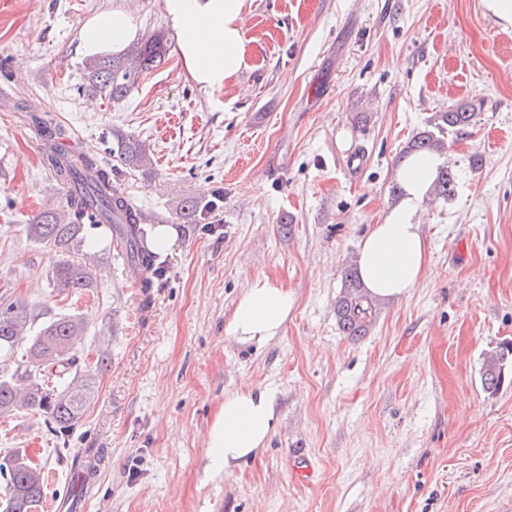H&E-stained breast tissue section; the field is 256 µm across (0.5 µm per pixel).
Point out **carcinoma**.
I'll return each mask as SVG.
<instances>
[{"instance_id":"1","label":"carcinoma","mask_w":512,"mask_h":512,"mask_svg":"<svg viewBox=\"0 0 512 512\" xmlns=\"http://www.w3.org/2000/svg\"><path fill=\"white\" fill-rule=\"evenodd\" d=\"M167 53L164 36L156 33L134 44L122 55L103 57L87 65L89 89L112 100L124 98L141 75L157 67ZM477 107L472 102L437 112L427 128L410 141L405 150L443 152L451 132L476 125ZM43 140L44 157L56 179L69 189L71 213L62 223L53 212L42 214L29 232L40 242L67 253V259L53 269L54 285L73 292L93 286L92 266L83 252L89 229L106 225L115 233V241L126 251L130 262L151 270L157 253L149 243L147 231L140 224L142 212L125 195L121 184L112 178L107 161L91 153L69 156L57 151L55 135L59 129L36 121ZM111 152L124 165L141 168L150 163L146 145L133 135H113ZM457 175L442 164L437 171L434 189L448 199L455 195ZM376 318V303L359 280L356 268L347 267L342 274V289L336 301V321L347 336L359 338L369 333ZM27 326V314L12 301L0 302V364L16 365L11 374H0V414L23 406L46 414L47 423L57 434L65 435L90 407L94 392L80 379L79 357L71 351L74 337L83 331L77 316H60L46 322L30 337L21 358H15ZM481 385L489 393L498 392L512 382V341L500 342L487 352L481 366ZM0 477L5 481L6 498L0 512H33L43 497L42 468L14 454L0 460Z\"/></svg>"}]
</instances>
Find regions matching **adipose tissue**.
Listing matches in <instances>:
<instances>
[{
	"label": "adipose tissue",
	"mask_w": 512,
	"mask_h": 512,
	"mask_svg": "<svg viewBox=\"0 0 512 512\" xmlns=\"http://www.w3.org/2000/svg\"><path fill=\"white\" fill-rule=\"evenodd\" d=\"M186 74L206 91L224 85L249 66L244 36L246 0H163ZM138 16L122 6L101 11L80 28L75 52L83 58L123 53L137 38ZM439 155L412 154L396 171L402 196L381 223L360 241L356 263L369 295L380 300L410 297L430 264L418 215L429 197ZM294 306L288 289L268 278L244 281L225 332L241 343H266L280 336ZM276 415L269 388L248 386L225 395L206 438L213 468L231 474L265 448Z\"/></svg>",
	"instance_id": "ef3b65f1"
}]
</instances>
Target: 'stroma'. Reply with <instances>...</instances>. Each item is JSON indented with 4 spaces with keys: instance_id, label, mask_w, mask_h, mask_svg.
I'll use <instances>...</instances> for the list:
<instances>
[{
    "instance_id": "stroma-1",
    "label": "stroma",
    "mask_w": 512,
    "mask_h": 512,
    "mask_svg": "<svg viewBox=\"0 0 512 512\" xmlns=\"http://www.w3.org/2000/svg\"><path fill=\"white\" fill-rule=\"evenodd\" d=\"M123 3L168 50L112 101L88 93L74 47L88 18ZM244 34L249 69L208 92L184 72L163 0L0 6V296L34 332L83 317L75 352L95 386L65 437L40 411L0 417V458L39 464L46 502L72 491L80 453L103 450L87 512H512V385L491 395L479 378L484 354L512 340V28L483 0H247ZM463 101L480 116L448 137L455 195L419 215L431 271L351 339L336 324L343 270L393 202L408 142ZM29 114L107 158L174 230L151 287L135 286L105 227L88 236L94 286L54 287L62 253L28 227L70 202ZM116 132L143 141L151 166L111 154ZM255 277L295 299L259 347L224 332ZM249 385L273 391L276 431L213 475L208 429Z\"/></svg>"
}]
</instances>
